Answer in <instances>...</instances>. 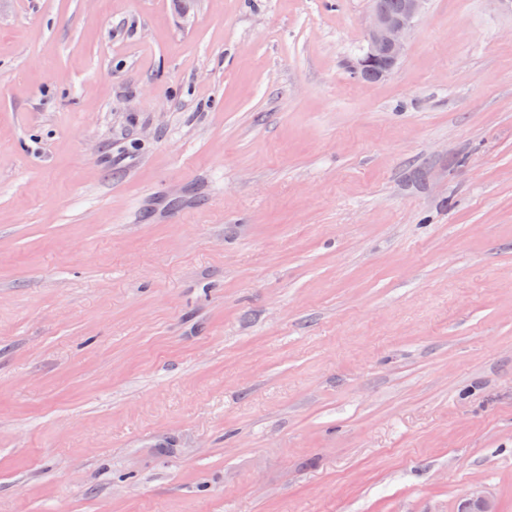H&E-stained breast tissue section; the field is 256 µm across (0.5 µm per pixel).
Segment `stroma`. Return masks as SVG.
<instances>
[{
    "label": "stroma",
    "mask_w": 512,
    "mask_h": 512,
    "mask_svg": "<svg viewBox=\"0 0 512 512\" xmlns=\"http://www.w3.org/2000/svg\"><path fill=\"white\" fill-rule=\"evenodd\" d=\"M0 0V512H512V12ZM391 10H397L400 0H385ZM428 0H402L398 11L388 10L377 2L371 7L365 44L357 56L355 74H371L381 81L397 67L403 58L407 36L415 20L422 14Z\"/></svg>",
    "instance_id": "1"
}]
</instances>
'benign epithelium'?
<instances>
[{
    "label": "benign epithelium",
    "instance_id": "1",
    "mask_svg": "<svg viewBox=\"0 0 512 512\" xmlns=\"http://www.w3.org/2000/svg\"><path fill=\"white\" fill-rule=\"evenodd\" d=\"M428 0H401L398 11L388 10L377 2L371 7L365 44L357 56L355 74H370L381 81L403 58L407 36ZM461 512H497L492 495L478 492L462 504Z\"/></svg>",
    "mask_w": 512,
    "mask_h": 512
}]
</instances>
